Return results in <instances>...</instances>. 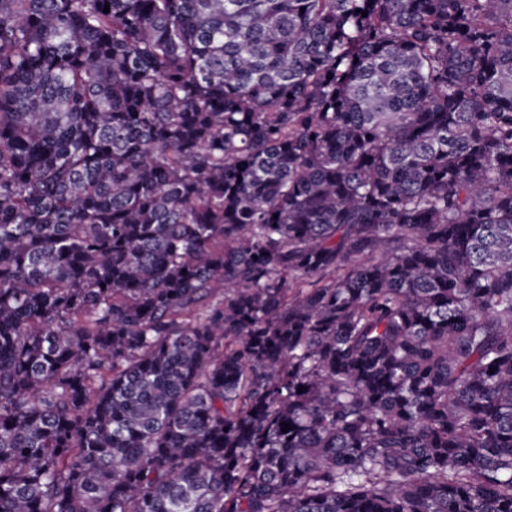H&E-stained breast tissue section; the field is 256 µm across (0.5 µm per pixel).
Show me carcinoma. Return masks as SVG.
Returning a JSON list of instances; mask_svg holds the SVG:
<instances>
[{"label": "carcinoma", "instance_id": "obj_1", "mask_svg": "<svg viewBox=\"0 0 512 512\" xmlns=\"http://www.w3.org/2000/svg\"><path fill=\"white\" fill-rule=\"evenodd\" d=\"M0 512H512V0H0Z\"/></svg>", "mask_w": 512, "mask_h": 512}]
</instances>
